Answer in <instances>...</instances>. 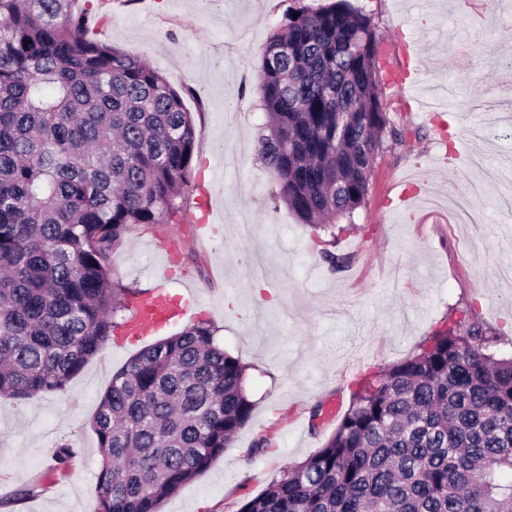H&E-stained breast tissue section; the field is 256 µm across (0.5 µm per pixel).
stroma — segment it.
Returning a JSON list of instances; mask_svg holds the SVG:
<instances>
[{
	"instance_id": "stroma-1",
	"label": "stroma",
	"mask_w": 512,
	"mask_h": 512,
	"mask_svg": "<svg viewBox=\"0 0 512 512\" xmlns=\"http://www.w3.org/2000/svg\"><path fill=\"white\" fill-rule=\"evenodd\" d=\"M348 0L382 36L381 66L414 58L417 85L385 83L383 104L406 138L386 142L354 223L337 230L325 262L312 231L274 203L259 159L267 123L258 93L260 50L291 0H75L92 38L143 58L181 91L191 112L195 171L184 188L188 224L130 225L108 265L129 288H162L190 313L158 337L206 319L246 365L256 403L202 476L162 512H238L283 470L333 434L357 381L401 361L451 314L512 338V0ZM485 57L461 65V47ZM483 197L474 221L450 227L448 197L474 136ZM142 342H107L63 393L0 399V499L35 493L8 512H92L102 458L91 426L112 375ZM321 406L318 419L310 411ZM264 453L251 454L258 437ZM75 453L55 468L60 444Z\"/></svg>"
}]
</instances>
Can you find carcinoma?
Listing matches in <instances>:
<instances>
[{"label":"carcinoma","mask_w":512,"mask_h":512,"mask_svg":"<svg viewBox=\"0 0 512 512\" xmlns=\"http://www.w3.org/2000/svg\"><path fill=\"white\" fill-rule=\"evenodd\" d=\"M74 0H0V399L62 393L112 334L108 255L130 224H181L195 151L181 94L89 36ZM298 14L292 18V14ZM380 34L347 0L288 9L262 48L275 198L326 230L368 195L384 139ZM512 340L466 320L364 376L336 430L238 512H512ZM245 366L198 321L145 346L92 419L94 512H159L255 409Z\"/></svg>","instance_id":"carcinoma-1"}]
</instances>
